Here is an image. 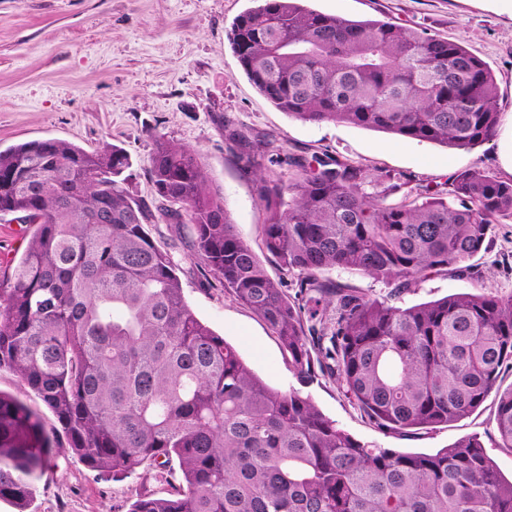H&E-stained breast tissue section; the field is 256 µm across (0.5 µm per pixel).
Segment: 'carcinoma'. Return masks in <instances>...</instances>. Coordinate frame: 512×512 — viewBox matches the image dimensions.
I'll return each instance as SVG.
<instances>
[{
    "instance_id": "obj_1",
    "label": "carcinoma",
    "mask_w": 512,
    "mask_h": 512,
    "mask_svg": "<svg viewBox=\"0 0 512 512\" xmlns=\"http://www.w3.org/2000/svg\"><path fill=\"white\" fill-rule=\"evenodd\" d=\"M258 2L228 40L280 111L467 151L494 136L497 85L459 43L303 0ZM153 143L155 194L179 205L163 215L192 225L195 258L269 325L300 385L333 378L399 433L463 419L494 391L498 447L512 452V386H499L512 369V294L395 303L431 275L470 272L512 218V182L471 167L413 185L339 158L290 157L288 179L263 184L265 247L287 283L239 237L198 153L162 135ZM128 166L109 143L0 150V214L35 226L0 286V370L39 397L89 468L177 462L175 492L141 495L129 512H512V479L478 437L434 453L374 448L302 391L256 376L187 305L176 263L145 230L152 214L122 185ZM336 268L392 290L373 297L319 277ZM56 444L38 412L0 392V498L18 512Z\"/></svg>"
}]
</instances>
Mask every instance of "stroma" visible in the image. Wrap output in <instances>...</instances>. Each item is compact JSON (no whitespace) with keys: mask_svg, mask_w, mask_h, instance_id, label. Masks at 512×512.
<instances>
[{"mask_svg":"<svg viewBox=\"0 0 512 512\" xmlns=\"http://www.w3.org/2000/svg\"><path fill=\"white\" fill-rule=\"evenodd\" d=\"M317 11L352 20H383L456 41L490 67L503 112L495 135L471 151L419 142L344 123L303 122L268 101L240 68L227 35L255 0H0V150L24 141L63 139L87 150L109 142L125 150L132 197L153 218L147 231L177 264L195 316L233 345L273 388L297 387L291 357L269 325L236 299L193 257L192 228L161 217L148 177L153 135L195 150L240 237L273 279L284 273L267 253L264 178L273 167L258 151L272 141L281 154L347 159L370 173L400 172L415 182H442L477 166L512 181V6L507 0H306ZM244 141H233L230 131ZM32 233L0 216V279L11 274ZM467 275L423 279L403 292L411 306L451 294L512 293V222L497 225L488 252ZM318 408L361 442L432 453L478 436L504 477L512 453L497 445L494 402L435 428L379 429L345 396L337 380L317 377L302 388ZM147 476H105L65 449L36 484L29 512H128L138 495L169 496L173 479L148 466Z\"/></svg>","mask_w":512,"mask_h":512,"instance_id":"obj_1","label":"stroma"}]
</instances>
